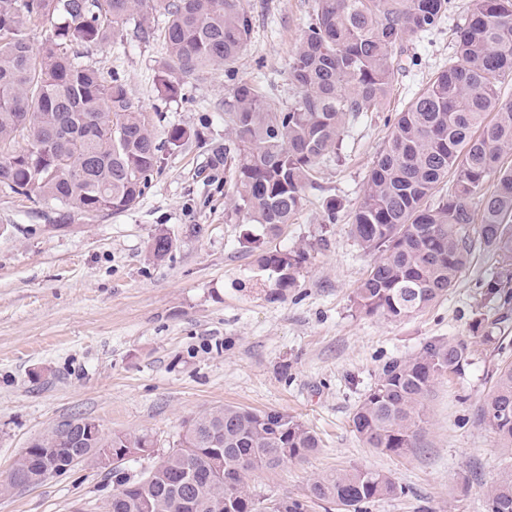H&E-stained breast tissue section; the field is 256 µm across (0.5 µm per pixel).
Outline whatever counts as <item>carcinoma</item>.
Listing matches in <instances>:
<instances>
[{
  "mask_svg": "<svg viewBox=\"0 0 512 512\" xmlns=\"http://www.w3.org/2000/svg\"><path fill=\"white\" fill-rule=\"evenodd\" d=\"M166 15L167 56L159 92L177 97L183 80L227 67L250 38L252 16L242 0H0V186L35 203H58L95 216L134 207L161 164L163 144L180 147L190 133L171 125L158 140L155 126L133 103L124 80H106L76 61L72 46L104 45L124 37L147 40V10ZM452 0H315L288 64L297 99L280 105L250 82L232 89L225 115L234 148H224L236 210L275 235L302 209L318 166L336 160L345 130L365 112H378L402 70V56L421 35L438 29ZM45 28L41 48L31 27ZM454 56L393 118V128L366 176L351 213V234L370 257L354 305L368 316L400 321L431 307L455 286L480 245L496 263L479 282L481 303L512 310V0H469L453 32ZM25 129V145L16 132ZM268 287L296 286L306 252L268 251L250 239ZM172 248L158 234L156 260ZM480 343L500 338L475 319ZM472 342L432 338L408 358L385 363L359 401L351 427L377 452L401 456L416 447L422 402L444 376L468 364ZM495 385L478 415L499 448L512 453V363L497 368ZM147 435H107L52 428L29 444L16 477L0 494L25 487L47 464L74 455L103 467L116 448H148ZM177 451L142 481L113 473L112 512H263L250 475L303 460L320 448L302 421L276 410L224 405L187 422ZM403 493L396 479L368 466L313 477L305 497L278 496L273 512H305L327 502L336 512ZM489 512H512V470L485 485ZM189 497L191 505H181Z\"/></svg>",
  "mask_w": 512,
  "mask_h": 512,
  "instance_id": "carcinoma-1",
  "label": "carcinoma"
}]
</instances>
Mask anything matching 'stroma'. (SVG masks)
Returning <instances> with one entry per match:
<instances>
[{
  "label": "stroma",
  "mask_w": 512,
  "mask_h": 512,
  "mask_svg": "<svg viewBox=\"0 0 512 512\" xmlns=\"http://www.w3.org/2000/svg\"><path fill=\"white\" fill-rule=\"evenodd\" d=\"M467 2L454 0L437 30L413 40L382 111L347 130L338 161L321 167L292 223L264 237V248L308 253L283 295L265 286L246 242L259 228L235 213L231 173L213 149L232 142L224 109L235 81L294 102L288 62L314 0H245L253 28L232 70L186 79L173 100L158 91L166 49L157 35L79 47L81 63L106 78L119 74L141 112L162 115L157 130L175 124L191 137L163 149L160 172L124 212L89 216L0 187V479L34 438L65 419L94 420L110 435L146 434L164 450L185 420L231 404L288 413L321 438L306 460L253 475L258 495H302L315 475L366 465L405 489L368 512H488L482 484L501 472L505 455L478 413L497 365L512 362V320L499 323L497 307L484 314L500 326L501 349L475 345L468 365L434 385L416 448L379 453L350 422L385 362L433 337L471 336L477 284L495 267L474 251L448 294L399 322L360 313L353 302L369 259L350 232L351 211L391 132L387 117L447 66ZM332 198L342 209L328 224ZM160 233L173 248L155 261L148 245ZM115 489L110 471L81 463L0 495V512H101Z\"/></svg>",
  "instance_id": "1"
}]
</instances>
